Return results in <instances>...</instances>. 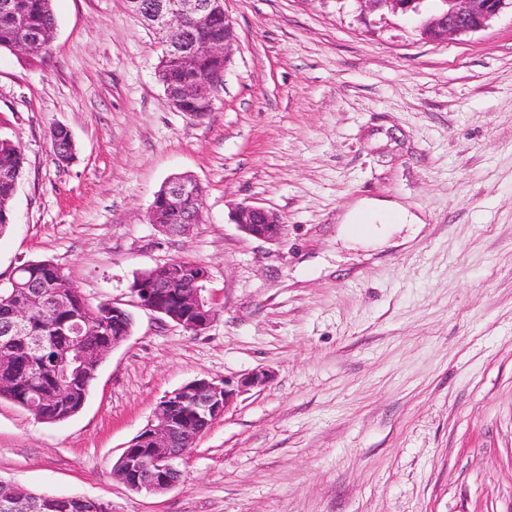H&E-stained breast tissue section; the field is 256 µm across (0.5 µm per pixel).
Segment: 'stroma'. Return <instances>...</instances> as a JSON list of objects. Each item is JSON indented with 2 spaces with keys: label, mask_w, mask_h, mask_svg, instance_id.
<instances>
[{
  "label": "stroma",
  "mask_w": 512,
  "mask_h": 512,
  "mask_svg": "<svg viewBox=\"0 0 512 512\" xmlns=\"http://www.w3.org/2000/svg\"><path fill=\"white\" fill-rule=\"evenodd\" d=\"M53 8L40 61L0 49V137L26 156L0 273L52 261L134 328L75 416L0 401V480L112 512H512V13L434 43L363 0H225L237 47L195 116L169 104L161 39L126 0ZM176 175L205 199L181 236L148 220ZM361 199L419 221L349 238ZM243 203L279 215L280 243L238 229ZM174 258L208 269L203 332L132 304L134 277ZM257 370L271 381L197 440L173 489L113 474L167 392Z\"/></svg>",
  "instance_id": "obj_1"
}]
</instances>
